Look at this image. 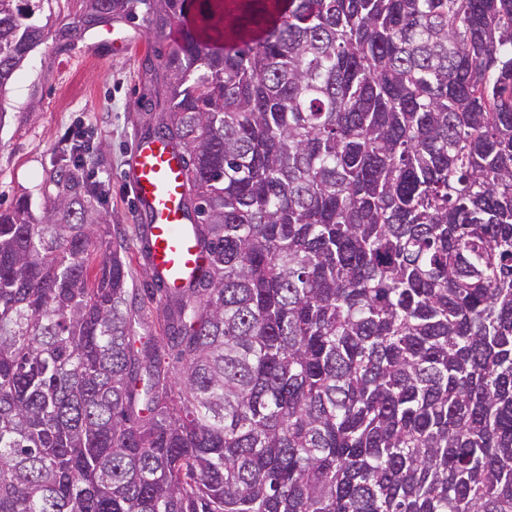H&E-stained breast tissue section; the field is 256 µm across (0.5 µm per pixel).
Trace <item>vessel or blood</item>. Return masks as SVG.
<instances>
[{
	"instance_id": "1",
	"label": "vessel or blood",
	"mask_w": 512,
	"mask_h": 512,
	"mask_svg": "<svg viewBox=\"0 0 512 512\" xmlns=\"http://www.w3.org/2000/svg\"><path fill=\"white\" fill-rule=\"evenodd\" d=\"M185 180L181 157L165 141L153 138L137 143L130 160L129 183L148 215V254L166 289L176 287L204 265L181 206Z\"/></svg>"
}]
</instances>
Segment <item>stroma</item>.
<instances>
[{
	"label": "stroma",
	"mask_w": 512,
	"mask_h": 512,
	"mask_svg": "<svg viewBox=\"0 0 512 512\" xmlns=\"http://www.w3.org/2000/svg\"><path fill=\"white\" fill-rule=\"evenodd\" d=\"M43 12L49 17L43 43L0 94V209L22 196L30 198L34 210L43 208L51 159L67 147L75 122H82L99 147L89 169L108 191L104 207L111 232L129 247L136 303L152 305L157 284L147 273L146 245L139 233L148 219L126 176L135 142L154 132L148 110L156 58L145 25L136 19L90 28L68 44L58 35L67 13L65 0H47ZM117 34L130 37L135 49L123 52L112 41Z\"/></svg>",
	"instance_id": "35a3bbf8"
}]
</instances>
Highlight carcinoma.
<instances>
[{
	"label": "carcinoma",
	"mask_w": 512,
	"mask_h": 512,
	"mask_svg": "<svg viewBox=\"0 0 512 512\" xmlns=\"http://www.w3.org/2000/svg\"><path fill=\"white\" fill-rule=\"evenodd\" d=\"M44 0H0V93ZM141 19L207 258L150 331L88 132L0 210V512H512V0Z\"/></svg>",
	"instance_id": "cac0c4a2"
}]
</instances>
